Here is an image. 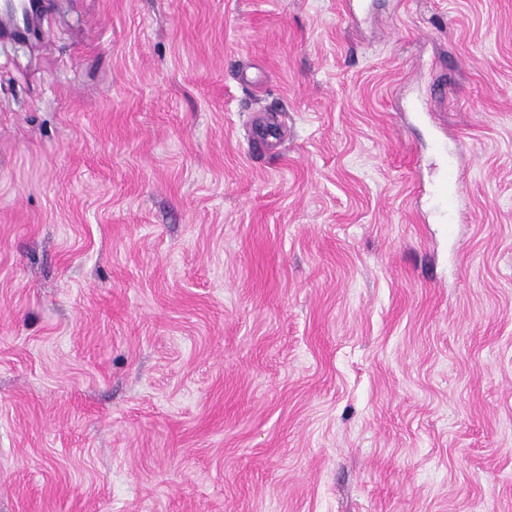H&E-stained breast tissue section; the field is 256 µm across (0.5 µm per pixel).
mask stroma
I'll return each instance as SVG.
<instances>
[{"mask_svg": "<svg viewBox=\"0 0 512 512\" xmlns=\"http://www.w3.org/2000/svg\"><path fill=\"white\" fill-rule=\"evenodd\" d=\"M42 27L0 38V512H512V0Z\"/></svg>", "mask_w": 512, "mask_h": 512, "instance_id": "stroma-1", "label": "stroma"}]
</instances>
